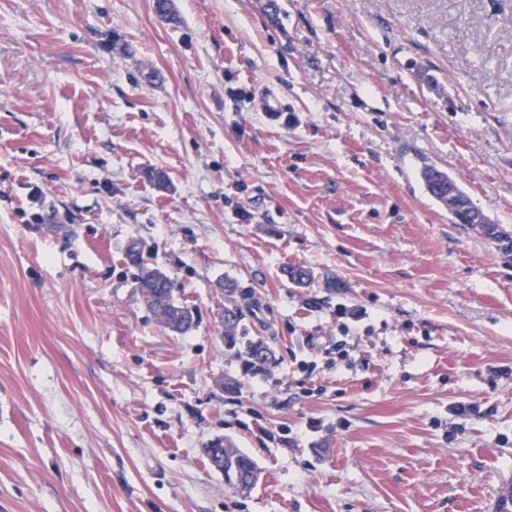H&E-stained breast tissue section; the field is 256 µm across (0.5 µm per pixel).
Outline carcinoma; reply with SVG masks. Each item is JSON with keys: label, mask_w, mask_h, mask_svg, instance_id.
Returning a JSON list of instances; mask_svg holds the SVG:
<instances>
[{"label": "carcinoma", "mask_w": 512, "mask_h": 512, "mask_svg": "<svg viewBox=\"0 0 512 512\" xmlns=\"http://www.w3.org/2000/svg\"><path fill=\"white\" fill-rule=\"evenodd\" d=\"M422 178L430 195L448 209L450 216H455L454 200L467 197L461 187L447 172L432 165L423 168ZM474 228L480 230L498 249L506 252L512 249V237L500 231L498 225L487 221L474 225ZM127 258L139 269L138 288L155 321L178 334L190 331L195 324V318L190 313V308L174 297L171 279L147 262L135 244L129 247ZM241 317L234 301H228V305L224 306V346L244 357L246 371L265 372L275 362V356L263 340H244V336L239 333ZM205 453L211 465L218 471H236L245 482L252 485L259 480L260 470L257 464L231 441L220 438L217 443L208 445Z\"/></svg>", "instance_id": "cac0c4a2"}]
</instances>
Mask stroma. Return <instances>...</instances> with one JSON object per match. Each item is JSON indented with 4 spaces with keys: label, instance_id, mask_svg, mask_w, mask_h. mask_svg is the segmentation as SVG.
<instances>
[{
    "label": "stroma",
    "instance_id": "35a3bbf8",
    "mask_svg": "<svg viewBox=\"0 0 512 512\" xmlns=\"http://www.w3.org/2000/svg\"><path fill=\"white\" fill-rule=\"evenodd\" d=\"M269 1L0 0V512L512 497V253L420 175L512 235V0ZM227 283L269 372L224 346ZM422 178L430 195L441 205L448 209V214L452 217L454 222L455 212L453 209L454 200L457 199L456 205L460 210V219L467 221L475 214V206L471 201L462 202L459 199H469L468 195L461 189V187L449 177L448 173L438 169L435 166L428 165L422 170ZM440 185V192L437 191L436 186ZM452 192V199L444 195ZM454 218V219H453ZM127 258L140 271L137 288L155 321L178 334L190 331L195 324V318L190 312L191 309L174 297L171 279L160 270L153 268L155 266L147 262L135 244L129 247ZM216 444H209L205 449L211 465L218 471H237L242 479L253 486L259 480L260 470L254 460L225 439L218 438Z\"/></svg>",
    "mask_w": 512,
    "mask_h": 512
}]
</instances>
